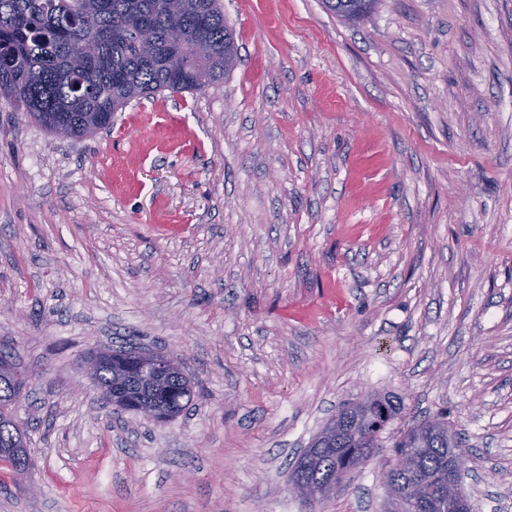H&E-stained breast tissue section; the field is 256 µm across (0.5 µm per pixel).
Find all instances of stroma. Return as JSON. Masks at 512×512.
I'll return each mask as SVG.
<instances>
[{
  "mask_svg": "<svg viewBox=\"0 0 512 512\" xmlns=\"http://www.w3.org/2000/svg\"><path fill=\"white\" fill-rule=\"evenodd\" d=\"M237 65L62 138L0 98V347L32 468L0 512H378L391 447L288 491L328 420L444 414L473 512H512V0H223ZM180 357L173 420L119 413L94 348ZM377 0H325L328 9L348 21H362L363 15L373 13Z\"/></svg>",
  "mask_w": 512,
  "mask_h": 512,
  "instance_id": "1",
  "label": "stroma"
}]
</instances>
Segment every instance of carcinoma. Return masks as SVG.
<instances>
[{
    "label": "carcinoma",
    "instance_id": "1",
    "mask_svg": "<svg viewBox=\"0 0 512 512\" xmlns=\"http://www.w3.org/2000/svg\"><path fill=\"white\" fill-rule=\"evenodd\" d=\"M329 10L353 22L372 14L377 0H325ZM187 30L183 44L169 41V31ZM128 27L130 36L147 28L152 41L141 46L119 42L113 32ZM238 61L233 32L224 20L222 0H0V94L23 106L30 117L58 136L79 139L112 124L114 112L130 101L166 91H202L218 82ZM118 383L125 399L175 415L194 397L193 385L180 370L158 385L141 384L139 363L126 350L101 362L96 384ZM15 389L0 380V450L27 447L25 433L9 404ZM400 404L374 395L356 434L340 437L333 448L312 442L308 462L294 468L292 479L329 482L355 458L388 441L398 455L414 453L419 474L390 476L391 512L417 498L422 512H448L438 491L448 478V461L458 448L448 422L438 417L388 431Z\"/></svg>",
    "mask_w": 512,
    "mask_h": 512
}]
</instances>
